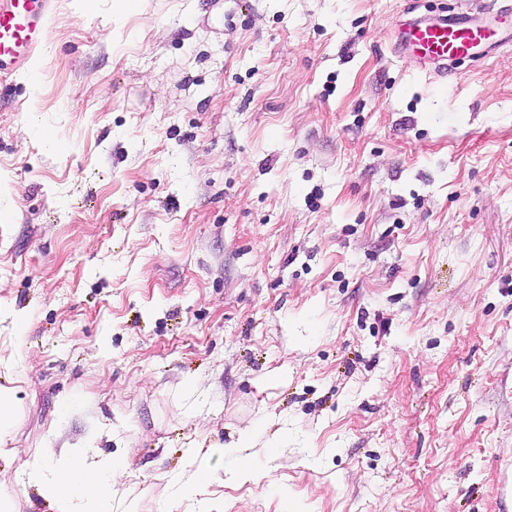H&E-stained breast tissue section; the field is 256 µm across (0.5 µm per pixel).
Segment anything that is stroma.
Returning <instances> with one entry per match:
<instances>
[{
    "instance_id": "35a3bbf8",
    "label": "stroma",
    "mask_w": 512,
    "mask_h": 512,
    "mask_svg": "<svg viewBox=\"0 0 512 512\" xmlns=\"http://www.w3.org/2000/svg\"><path fill=\"white\" fill-rule=\"evenodd\" d=\"M501 5L57 0L40 81L0 71L11 512L77 448L127 455L114 512H512V47L392 50ZM245 433L262 479L183 495ZM485 14L450 10L433 19L403 20L394 52L418 58L438 76H455L458 64L492 58L507 38L512 45V24L509 30L503 20V16L512 18V5L502 7L493 21Z\"/></svg>"
}]
</instances>
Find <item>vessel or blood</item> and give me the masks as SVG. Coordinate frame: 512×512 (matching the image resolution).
<instances>
[{"label":"vessel or blood","instance_id":"obj_1","mask_svg":"<svg viewBox=\"0 0 512 512\" xmlns=\"http://www.w3.org/2000/svg\"><path fill=\"white\" fill-rule=\"evenodd\" d=\"M56 0H0V70L26 64L42 47L49 16ZM512 17V5L498 16L480 11H449L433 19L411 18L400 22L394 46L397 55H411L443 77L453 76L463 62L492 58L512 29L505 17Z\"/></svg>","mask_w":512,"mask_h":512}]
</instances>
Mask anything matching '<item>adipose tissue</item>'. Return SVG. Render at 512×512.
I'll list each match as a JSON object with an SVG mask.
<instances>
[{
	"label": "adipose tissue",
	"mask_w": 512,
	"mask_h": 512,
	"mask_svg": "<svg viewBox=\"0 0 512 512\" xmlns=\"http://www.w3.org/2000/svg\"><path fill=\"white\" fill-rule=\"evenodd\" d=\"M127 465L124 457L113 455L89 461L77 450L67 462L41 454L25 464L19 483L37 488L52 512H113L112 486Z\"/></svg>",
	"instance_id": "ef3b65f1"
}]
</instances>
